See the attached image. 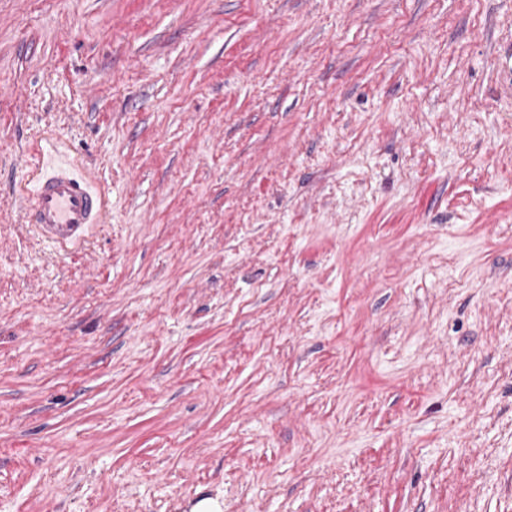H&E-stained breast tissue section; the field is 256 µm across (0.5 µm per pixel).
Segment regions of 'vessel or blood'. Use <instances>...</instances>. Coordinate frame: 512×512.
<instances>
[{
    "mask_svg": "<svg viewBox=\"0 0 512 512\" xmlns=\"http://www.w3.org/2000/svg\"><path fill=\"white\" fill-rule=\"evenodd\" d=\"M104 207L103 196L91 195L77 179L61 173L40 182L31 221L46 239L68 242L77 239Z\"/></svg>",
    "mask_w": 512,
    "mask_h": 512,
    "instance_id": "1",
    "label": "vessel or blood"
}]
</instances>
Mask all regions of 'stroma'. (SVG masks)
Listing matches in <instances>:
<instances>
[{
  "mask_svg": "<svg viewBox=\"0 0 512 512\" xmlns=\"http://www.w3.org/2000/svg\"><path fill=\"white\" fill-rule=\"evenodd\" d=\"M512 0H0V512H512ZM68 171L104 214L27 217Z\"/></svg>",
  "mask_w": 512,
  "mask_h": 512,
  "instance_id": "35a3bbf8",
  "label": "stroma"
}]
</instances>
